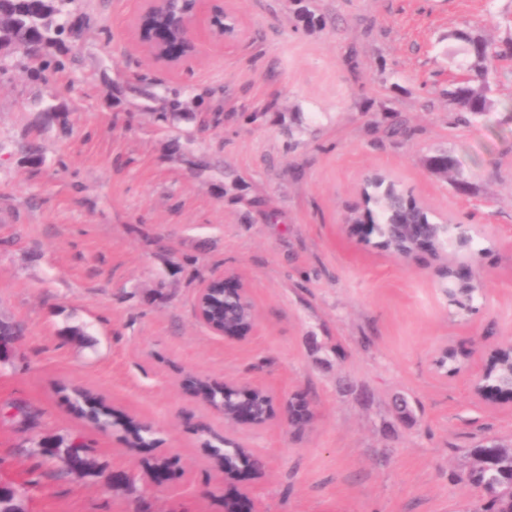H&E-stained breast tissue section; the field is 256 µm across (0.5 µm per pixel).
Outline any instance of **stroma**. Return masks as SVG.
I'll return each mask as SVG.
<instances>
[{
	"label": "stroma",
	"instance_id": "stroma-1",
	"mask_svg": "<svg viewBox=\"0 0 512 512\" xmlns=\"http://www.w3.org/2000/svg\"><path fill=\"white\" fill-rule=\"evenodd\" d=\"M224 6L243 39L177 70L132 44L139 0H76L63 71L0 61V315L24 326L0 362V480L29 512H224L204 422L266 461L244 485L263 512H461L478 498L462 479L470 448L512 441V406L470 390L483 354L512 345V67L490 74L492 108L469 123L446 91L468 62L457 31L512 37V0ZM139 80L160 95L153 112L127 90ZM173 94L194 100V120L155 119ZM441 151L465 185L428 170ZM374 173L464 225L474 311L449 305L431 254L404 260L354 229ZM221 274L248 287L250 336L195 316ZM473 344L459 372L436 370L441 349ZM189 376L304 394L314 419L229 424L185 393ZM74 387L151 426L156 445L86 422ZM13 404L35 422L9 419ZM75 436L99 475L38 452ZM195 312L199 322L208 327L214 334L219 336H233L242 338L244 336H249L253 332L255 326V319L252 321L251 327L248 331L238 325H234L233 323L229 322H225L224 324H211L208 322V314L202 313L197 307L195 308Z\"/></svg>",
	"mask_w": 512,
	"mask_h": 512
}]
</instances>
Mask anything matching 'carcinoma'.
<instances>
[{
    "instance_id": "obj_1",
    "label": "carcinoma",
    "mask_w": 512,
    "mask_h": 512,
    "mask_svg": "<svg viewBox=\"0 0 512 512\" xmlns=\"http://www.w3.org/2000/svg\"><path fill=\"white\" fill-rule=\"evenodd\" d=\"M74 0H0V9L6 16L0 19V45L13 49L12 55L26 64L35 76L52 69L62 70L66 60L52 53V49L62 44L74 27L69 21ZM456 37L467 46L470 63L466 73L476 78H484L490 73L494 60L512 59L511 45H498L486 40L470 29L458 31ZM133 96L148 103L147 111H152L149 103L160 99L154 87L149 84L130 86ZM162 111L157 120L190 121L194 119V105L174 95L163 98ZM448 102L453 106L457 119L468 122L469 117L488 112L485 88L469 81L448 86ZM363 224H370L373 235L383 249L395 252L399 248H413V240L402 231V224H423L427 227L431 242L426 250L435 255L448 253L450 233L432 222L426 208L404 195L395 184L381 180L367 183L364 189V206L358 216ZM480 291L477 284H467L460 288L448 289L457 304L464 306L473 301ZM215 303H224L225 309L236 317L248 315L250 311L239 300L222 299L218 289L212 292ZM485 383L497 390H512V365L508 360L495 362L489 369ZM195 391L204 394L212 403L224 407L230 414L246 402L255 413L262 417L268 401L260 392H252L243 399L239 390H220L193 384ZM73 406L79 414L96 427L107 429L112 426L111 413L85 390H73ZM473 465L466 474V482L477 489L479 499L465 507L462 512H512V447L500 444L495 439H487L470 450ZM210 456L216 467L224 470L241 469L250 464L251 454L235 442L222 438L220 443L210 445Z\"/></svg>"
}]
</instances>
